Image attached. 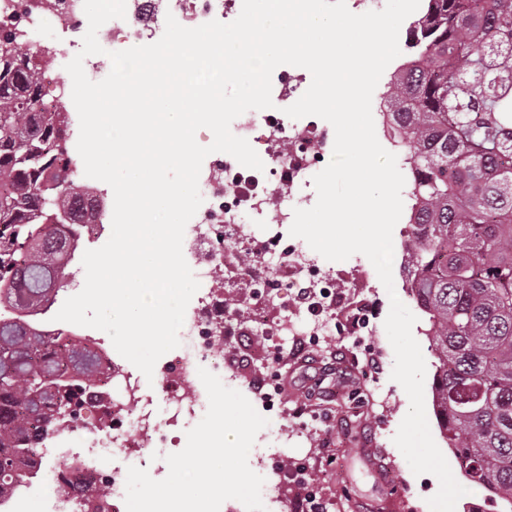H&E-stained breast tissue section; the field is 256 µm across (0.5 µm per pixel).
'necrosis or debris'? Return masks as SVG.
<instances>
[{"label":"necrosis or debris","mask_w":512,"mask_h":512,"mask_svg":"<svg viewBox=\"0 0 512 512\" xmlns=\"http://www.w3.org/2000/svg\"><path fill=\"white\" fill-rule=\"evenodd\" d=\"M241 8L242 0H126L125 18L101 26L100 44L110 52L151 44L162 36L167 16L194 28L212 20L232 22ZM17 20L26 44L56 62L52 78L62 81V68L79 52L88 25L84 0H0V25ZM306 83V73L274 71L276 110H250L231 124L243 138L260 133L264 171L245 168L228 154L202 164L203 202L190 221L187 240L200 287L180 330L189 346L160 368L168 425L192 423L206 410L199 368L224 373V355L215 343L235 335L245 310L225 302L223 275L249 288L248 311L270 356L280 355L285 336L307 337L316 353L322 337L333 330L360 336L368 325L364 302L349 299L354 272H332L283 233L261 230L265 224L292 223L295 207L310 205L311 177L333 147L319 117L293 119L285 113ZM272 183L279 186V195L269 193ZM75 333L101 355L98 400L88 405L89 420L79 429L54 433L39 443L36 488L0 497V512H22L35 492L44 496V512H83L84 496L61 480L55 466L59 459L81 472L87 484L106 486V495L95 501L97 512H122L126 467L144 462L163 440L138 381L113 359L106 339L90 328Z\"/></svg>","instance_id":"4bbe7bcc"}]
</instances>
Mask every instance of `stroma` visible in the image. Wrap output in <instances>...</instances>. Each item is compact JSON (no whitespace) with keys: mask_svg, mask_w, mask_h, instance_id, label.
I'll return each mask as SVG.
<instances>
[{"mask_svg":"<svg viewBox=\"0 0 512 512\" xmlns=\"http://www.w3.org/2000/svg\"><path fill=\"white\" fill-rule=\"evenodd\" d=\"M331 269H359L376 294L372 304V334L360 344L332 334L323 340L327 352L342 353L357 347L360 364L344 363L342 373L323 381L319 400H312V378L305 374L299 360L283 358L281 362V396L289 412L269 415L268 424L256 436L248 456L250 468L264 478H271L278 464L273 451L284 448L289 461H302L327 500L339 505L356 504L357 512H377L378 506L404 501V512H430L427 504L438 488L437 478L430 474L414 475L404 456L393 442L398 427L409 409V399L400 384L393 381V348L384 321L390 309L386 289L381 286L376 270L368 258L352 255L341 262H331ZM363 388L369 400L360 409H351L348 391ZM318 402L334 417L332 429L336 440L331 451L334 462H327L321 452L323 438L319 432L302 429L292 415L294 408ZM381 442L390 453V462L398 479L385 482L364 454L373 442Z\"/></svg>","mask_w":512,"mask_h":512,"instance_id":"obj_1","label":"stroma"}]
</instances>
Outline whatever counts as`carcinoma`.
Listing matches in <instances>:
<instances>
[{
    "mask_svg": "<svg viewBox=\"0 0 512 512\" xmlns=\"http://www.w3.org/2000/svg\"><path fill=\"white\" fill-rule=\"evenodd\" d=\"M423 2L407 32L416 57L388 88L412 179L405 270L448 449L469 488L512 509V0ZM44 79L0 28V304H50L75 249L67 226L80 203L100 207L73 179L69 113L45 100ZM96 379L87 348L0 317V493L31 448L77 421L67 408Z\"/></svg>",
    "mask_w": 512,
    "mask_h": 512,
    "instance_id": "cac0c4a2",
    "label": "carcinoma"
}]
</instances>
